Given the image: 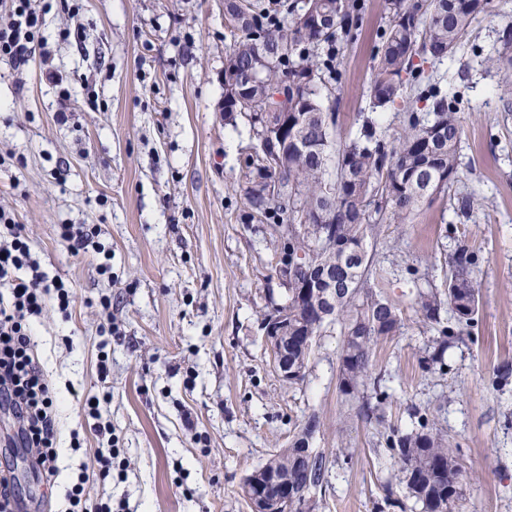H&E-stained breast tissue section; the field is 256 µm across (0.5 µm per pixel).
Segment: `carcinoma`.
Returning a JSON list of instances; mask_svg holds the SVG:
<instances>
[{
  "label": "carcinoma",
  "instance_id": "carcinoma-1",
  "mask_svg": "<svg viewBox=\"0 0 512 512\" xmlns=\"http://www.w3.org/2000/svg\"><path fill=\"white\" fill-rule=\"evenodd\" d=\"M490 0H386L390 15L382 44L375 57V75L369 89L373 107L382 108L403 98V76L412 78L418 93L407 101L410 111L401 113L400 127L389 134L378 119L365 116L348 140L336 141V118L326 112L321 89L326 79H336L340 47L359 19L357 0H308L288 6L291 22L285 26L255 0H243L240 11L229 16L232 27L245 33L226 56L224 67L239 71L259 70L261 80L249 87L224 86V112L228 119L247 116L259 140L274 142L279 158L255 159L258 184L279 182L281 194L269 197L251 189V209L274 224L336 225L342 248L332 256L318 248L314 235L298 234L282 239L281 262L303 279L311 266H326L336 290V306L324 310L320 293L301 297L290 288L274 314L288 318V364L304 380L313 350L308 337H316L336 324L344 336L340 354L339 389L357 401V415L370 422L380 420L389 394L381 378L371 377L374 347L401 327V309L381 290L369 284L371 272L365 238L368 229L386 218L400 224L423 205L448 192L458 178V146L462 100L421 79L414 60L441 61L452 56L468 36ZM497 61L512 66V24L502 29ZM288 83V112L280 124L262 126L256 114L269 107L272 86ZM424 111L413 110V102ZM459 220L474 212L473 199L453 195ZM478 255L460 242L444 257L448 278L442 288L416 290L418 318L437 332L427 365L443 361L449 340L472 335L480 305V283L475 276ZM452 317L444 319L443 310ZM412 417L416 429L402 433L391 429L385 443L398 459V484L405 497L421 512H461L463 485L471 480L458 449L445 445L418 408ZM319 430L314 414L294 435L307 447L294 443L271 454L265 463L244 478V486L257 492L271 470L288 485V498L305 487H323L331 460L312 448Z\"/></svg>",
  "mask_w": 512,
  "mask_h": 512
}]
</instances>
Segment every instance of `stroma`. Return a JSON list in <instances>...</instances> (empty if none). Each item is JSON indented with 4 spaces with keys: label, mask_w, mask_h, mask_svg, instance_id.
<instances>
[{
    "label": "stroma",
    "mask_w": 512,
    "mask_h": 512,
    "mask_svg": "<svg viewBox=\"0 0 512 512\" xmlns=\"http://www.w3.org/2000/svg\"><path fill=\"white\" fill-rule=\"evenodd\" d=\"M51 9L41 34L49 57L23 71L0 62V206L23 227L48 277L72 289L67 311L33 320L38 356L56 391L60 476L47 487L30 464L12 410L0 403V470L15 477L26 512H65L67 491L96 449L117 439L123 477L93 481L94 498L125 512H250L243 478L287 447L310 414L315 448L332 460L319 512H401L384 502L398 465L383 434L411 430L419 408L458 448L473 480L469 512H512V71L487 69L512 0H492L453 57L425 76L461 92L457 191L479 202L458 223L448 196L405 224L370 231L379 286L402 325L371 358L390 397L382 423L347 413L339 390V327L317 337L303 382L275 372L260 323L286 298L276 272L279 229L249 218L247 162L257 139L247 117L226 121L224 60L236 32L224 0H77ZM362 22L342 50L335 92L337 138L370 113L368 88L385 0H362ZM82 43L61 41L67 26ZM98 227L112 252L73 256L60 225ZM466 240L479 256L478 325L424 369L435 330L411 307L414 285L438 288L445 255ZM113 322L103 336L98 326ZM110 394L101 420L82 406Z\"/></svg>",
    "instance_id": "1"
}]
</instances>
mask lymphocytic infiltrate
<instances>
[{
	"label": "lymphocytic infiltrate",
	"mask_w": 512,
	"mask_h": 512,
	"mask_svg": "<svg viewBox=\"0 0 512 512\" xmlns=\"http://www.w3.org/2000/svg\"><path fill=\"white\" fill-rule=\"evenodd\" d=\"M46 10L42 0H0V12L8 17L0 25V58L20 69L44 53L40 30ZM22 230L0 208V284L9 290L8 297L0 296V401L17 417L32 465L52 483L59 475L56 397L33 349L30 322L48 303L67 309L71 294L62 280L41 271Z\"/></svg>",
	"instance_id": "lymphocytic-infiltrate-1"
}]
</instances>
